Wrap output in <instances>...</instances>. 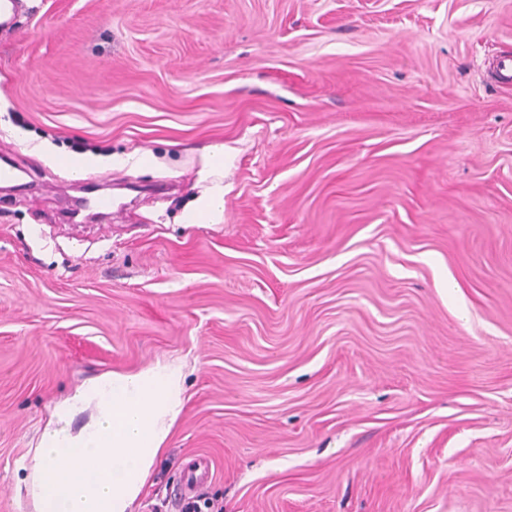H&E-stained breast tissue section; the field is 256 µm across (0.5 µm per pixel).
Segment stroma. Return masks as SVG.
<instances>
[{
  "instance_id": "obj_1",
  "label": "stroma",
  "mask_w": 512,
  "mask_h": 512,
  "mask_svg": "<svg viewBox=\"0 0 512 512\" xmlns=\"http://www.w3.org/2000/svg\"><path fill=\"white\" fill-rule=\"evenodd\" d=\"M506 53L512 0H41L0 28L5 121L120 159L74 180L0 130V512H32L57 401L177 357L135 512L194 454L224 512H512ZM102 186L113 215L78 209ZM224 209V195L213 194L204 197L195 211L188 215L189 223L210 220Z\"/></svg>"
}]
</instances>
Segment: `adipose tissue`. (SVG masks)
<instances>
[{
  "label": "adipose tissue",
  "instance_id": "ef3b65f1",
  "mask_svg": "<svg viewBox=\"0 0 512 512\" xmlns=\"http://www.w3.org/2000/svg\"><path fill=\"white\" fill-rule=\"evenodd\" d=\"M186 364L91 377L58 402L23 464L33 512H134L185 399Z\"/></svg>",
  "mask_w": 512,
  "mask_h": 512
}]
</instances>
